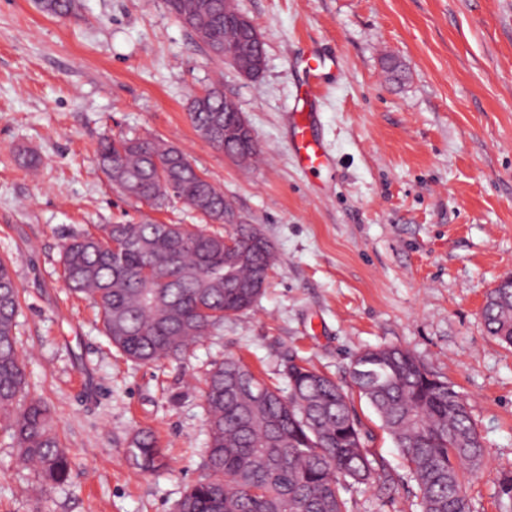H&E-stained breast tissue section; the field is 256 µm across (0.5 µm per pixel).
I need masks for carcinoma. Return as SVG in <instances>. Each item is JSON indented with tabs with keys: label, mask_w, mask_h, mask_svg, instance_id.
<instances>
[{
	"label": "carcinoma",
	"mask_w": 512,
	"mask_h": 512,
	"mask_svg": "<svg viewBox=\"0 0 512 512\" xmlns=\"http://www.w3.org/2000/svg\"><path fill=\"white\" fill-rule=\"evenodd\" d=\"M164 2L193 32L194 15L210 18V44L248 48V33L224 23L225 0ZM40 4L57 16L78 10L77 0ZM188 116L226 155L235 158L243 151L250 161L259 153L256 142L239 148L234 113L221 89L194 97ZM98 162L113 186L154 210L179 199L214 224L224 223V211L232 210L180 149L160 139L107 138ZM227 238L233 247H225ZM274 262L273 243L249 224H236L222 236L150 218L98 224L94 233L71 236L61 252L70 292L89 299L113 348L145 364L185 356L225 317L249 309L263 293L250 284ZM19 306L12 263L1 258L0 418L19 457L37 469L41 486L53 487L69 479L71 462L49 408L27 398L15 337ZM482 318L488 335L512 345L511 284L488 292ZM284 374L286 395L237 359L213 365L204 390L206 474L184 492L175 512H349L347 485L383 488L392 480L387 465L365 447L343 387L292 358ZM350 379L401 454L422 512H467L465 478L484 467L485 446L466 398L398 347L357 353ZM127 459L141 472L168 467L146 430L132 438ZM498 498L504 512H512V472L498 479Z\"/></svg>",
	"instance_id": "obj_1"
}]
</instances>
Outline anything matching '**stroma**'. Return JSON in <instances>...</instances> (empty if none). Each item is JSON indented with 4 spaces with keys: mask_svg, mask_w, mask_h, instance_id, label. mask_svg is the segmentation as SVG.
Instances as JSON below:
<instances>
[{
    "mask_svg": "<svg viewBox=\"0 0 512 512\" xmlns=\"http://www.w3.org/2000/svg\"><path fill=\"white\" fill-rule=\"evenodd\" d=\"M266 63L247 80L212 58L164 0H79L60 18L39 0H0V258L21 293L18 350L31 398L50 409L71 459L64 485L38 492L0 424V512H172L204 473V377L242 359L286 388L283 363L307 361L341 386L367 347L410 351L467 399L486 463L469 512H500L512 471V346L489 336L486 295L512 274V0H236ZM336 58L318 137L329 166L293 160V62ZM220 84L261 153L233 161L188 117ZM180 148L244 223L274 245L264 294L178 360L143 365L109 344L89 301L72 296L60 248L98 224L149 217L228 233L184 205L156 211L107 180L103 138ZM38 160L37 173L26 167ZM351 404L386 490L353 486L351 512H421L402 459L372 408ZM152 430L169 471L140 473L128 443Z\"/></svg>",
    "mask_w": 512,
    "mask_h": 512,
    "instance_id": "35a3bbf8",
    "label": "stroma"
}]
</instances>
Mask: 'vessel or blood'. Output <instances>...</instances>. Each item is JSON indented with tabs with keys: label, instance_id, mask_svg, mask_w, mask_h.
Segmentation results:
<instances>
[{
	"label": "vessel or blood",
	"instance_id": "1",
	"mask_svg": "<svg viewBox=\"0 0 512 512\" xmlns=\"http://www.w3.org/2000/svg\"><path fill=\"white\" fill-rule=\"evenodd\" d=\"M296 68L300 74V88L296 104L290 114L295 127V138L292 143L293 157L299 167L316 170L328 165L330 156L313 133L319 120L314 85L322 81L325 76L332 74L337 64L334 60L313 53L297 61Z\"/></svg>",
	"mask_w": 512,
	"mask_h": 512
}]
</instances>
